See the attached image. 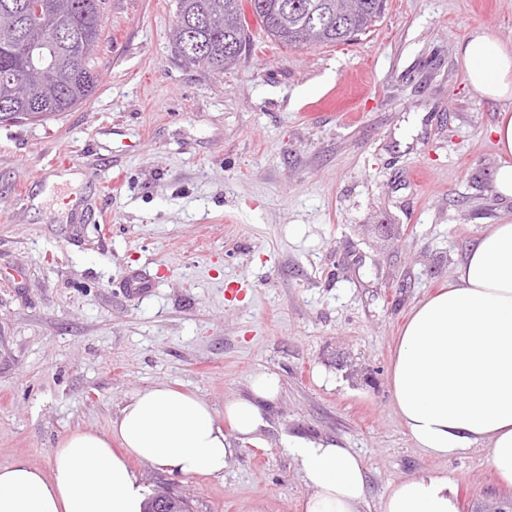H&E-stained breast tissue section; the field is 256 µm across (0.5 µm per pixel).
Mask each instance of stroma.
Returning a JSON list of instances; mask_svg holds the SVG:
<instances>
[{
	"instance_id": "35a3bbf8",
	"label": "stroma",
	"mask_w": 512,
	"mask_h": 512,
	"mask_svg": "<svg viewBox=\"0 0 512 512\" xmlns=\"http://www.w3.org/2000/svg\"><path fill=\"white\" fill-rule=\"evenodd\" d=\"M174 19L175 0H107L89 100L0 125V466L50 473L64 436L108 431L135 390L220 412L271 372L259 445L219 477L131 461L146 490L190 512H300L283 441L301 434L363 457L369 512L419 474L451 478L461 512L511 500L483 449L416 447L390 369L411 310L512 216L487 135L503 106L458 55L478 26L512 45V0H387L365 34L316 48L254 25L221 73L179 62ZM62 171L78 181L49 186ZM158 488L159 489H156L154 495L149 499L147 512H155L156 505L159 502H164L169 512H189V505L183 497L172 493L168 488L161 486ZM164 507V504L160 503L157 506L156 512H165Z\"/></svg>"
}]
</instances>
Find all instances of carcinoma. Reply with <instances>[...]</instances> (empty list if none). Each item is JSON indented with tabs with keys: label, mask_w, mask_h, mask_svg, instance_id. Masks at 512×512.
<instances>
[{
	"label": "carcinoma",
	"mask_w": 512,
	"mask_h": 512,
	"mask_svg": "<svg viewBox=\"0 0 512 512\" xmlns=\"http://www.w3.org/2000/svg\"><path fill=\"white\" fill-rule=\"evenodd\" d=\"M31 0H0V116L18 118L36 109L40 122L87 101L98 81L96 52L104 27L105 0H39L55 25V48L34 66L26 45L35 34L28 27ZM386 0H176L173 41L185 46L182 62L222 72L240 60L247 47L251 12L267 37L281 46L335 45L352 41L373 25ZM25 76L32 96H14L10 80ZM165 503L168 512H189L187 501L161 487L147 512Z\"/></svg>",
	"instance_id": "cac0c4a2"
}]
</instances>
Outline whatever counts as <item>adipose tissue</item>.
I'll list each match as a JSON object with an SVG mask.
<instances>
[{
	"instance_id": "ef3b65f1",
	"label": "adipose tissue",
	"mask_w": 512,
	"mask_h": 512,
	"mask_svg": "<svg viewBox=\"0 0 512 512\" xmlns=\"http://www.w3.org/2000/svg\"><path fill=\"white\" fill-rule=\"evenodd\" d=\"M459 56L473 89L512 104V47L476 29ZM488 134L499 154L494 190L512 199V113L500 112ZM390 382L394 409L418 448L440 458L485 449L498 487L512 489V219L491 225L447 287L414 307ZM250 390V398L227 400L220 416L163 383L136 390L109 434L69 433L50 473L22 460L0 466V512H143L131 457L183 475H223L235 443H259L279 380L255 375ZM284 447L310 489L302 512H365L366 467L354 449L300 435L288 436ZM381 512H461L458 487L445 475L407 477L391 484Z\"/></svg>"
}]
</instances>
